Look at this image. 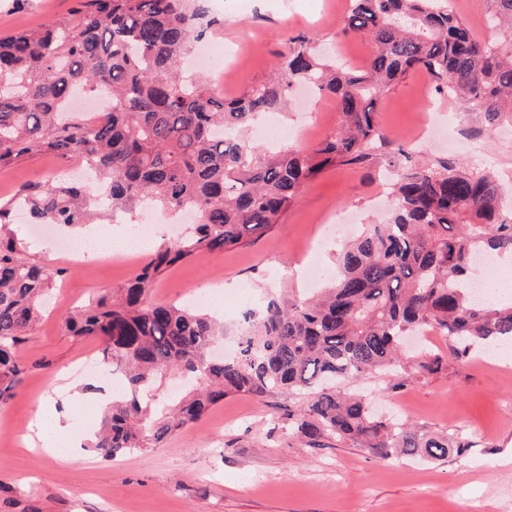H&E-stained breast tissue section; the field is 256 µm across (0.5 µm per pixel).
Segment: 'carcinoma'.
<instances>
[{"instance_id": "1", "label": "carcinoma", "mask_w": 512, "mask_h": 512, "mask_svg": "<svg viewBox=\"0 0 512 512\" xmlns=\"http://www.w3.org/2000/svg\"><path fill=\"white\" fill-rule=\"evenodd\" d=\"M497 2L492 22L508 24V40L491 50L445 0H350L341 31L368 39L365 68L349 69L296 35L286 39L269 82L231 99L180 74L183 56L212 24L201 0H76L69 19L0 37V169L41 153L88 158L105 201L96 203L78 180L25 184L0 196V404L15 394L18 349L64 273L26 256L12 229L15 211L26 208L34 224L69 226L150 203L190 208L197 221L149 255L120 299L102 293L64 319L70 335L100 340L103 360L122 376L123 394L112 398L89 443L99 455L158 446L229 394L275 389L309 392L288 414L309 448L351 443L383 463L466 452L472 444L464 435H431L376 415L343 383L402 367L401 340L414 330L444 337L457 361L512 343V302L480 303L465 288L476 255H512V209L484 170L450 158L416 164L404 155L390 220L345 244L322 296L288 307L269 301L233 360L209 355L222 335L209 314L150 296L176 264L272 228L324 168L370 161L385 141L377 102L412 72L425 71L439 92L469 100L487 128L512 118V0ZM299 83L336 99L340 127L312 150L259 157L241 131L283 110ZM76 89L107 99L112 112L92 124L67 111ZM414 368L434 374L445 362L426 354ZM169 369L180 372L184 393L168 410L156 384Z\"/></svg>"}]
</instances>
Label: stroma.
Instances as JSON below:
<instances>
[{"label": "stroma", "instance_id": "obj_1", "mask_svg": "<svg viewBox=\"0 0 512 512\" xmlns=\"http://www.w3.org/2000/svg\"><path fill=\"white\" fill-rule=\"evenodd\" d=\"M75 0H0V36L32 29L67 16ZM214 24L203 44L216 59L238 49L229 74L205 70L211 83H224L235 98L264 84L283 50L284 34H305L353 69L370 55L365 39L343 35L340 22L348 0H205ZM378 121L389 145L370 164L336 165L307 182L278 224L246 244L170 268L150 300L192 302L204 292L208 309L224 326V353L236 356L250 318L268 300L287 306L309 294L301 270L318 261L336 268V241L326 230L339 214L379 224L388 215L391 186L385 169L401 152L416 159L447 155L473 166V147L484 153L504 194H512V123L502 122L481 137L483 116L470 103L437 92L430 76L414 72L394 82L379 100ZM280 128L281 146L317 147L341 121L334 97L302 100L292 91L286 111L269 116ZM71 165L40 154L0 170V195L25 182L69 176ZM35 259L68 273L50 289L42 316L19 351L27 372L14 397L0 406V512H512V368L474 357L449 361L445 371L413 369L378 373L353 391L375 411L399 407L402 420L435 434L462 431L472 446L463 455L377 462L347 444L307 448L291 431L286 414L306 402L303 393L279 391L262 397L231 394L203 419L171 435L158 448L112 460L88 450L66 458L29 447L24 437L47 384L64 368L98 354L100 341L69 336L64 318L97 293L124 287L145 254L97 265L69 254H47L29 241ZM77 401L56 397L55 413L70 420V438L88 439L102 419L95 387L100 378L75 376Z\"/></svg>", "mask_w": 512, "mask_h": 512}]
</instances>
